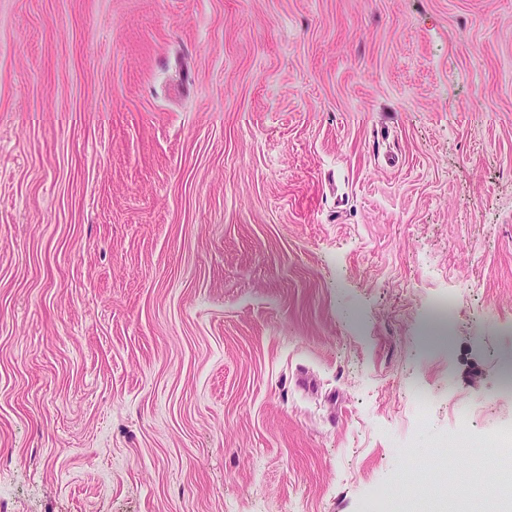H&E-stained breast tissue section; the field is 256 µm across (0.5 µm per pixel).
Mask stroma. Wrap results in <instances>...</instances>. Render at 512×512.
Here are the masks:
<instances>
[{
  "label": "stroma",
  "instance_id": "stroma-1",
  "mask_svg": "<svg viewBox=\"0 0 512 512\" xmlns=\"http://www.w3.org/2000/svg\"><path fill=\"white\" fill-rule=\"evenodd\" d=\"M511 424L512 0H0V512H463Z\"/></svg>",
  "mask_w": 512,
  "mask_h": 512
}]
</instances>
